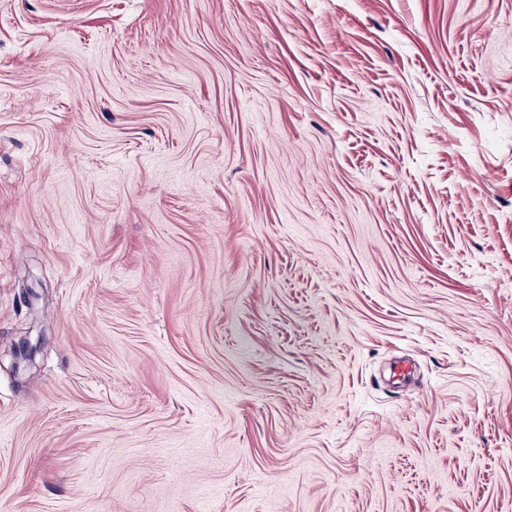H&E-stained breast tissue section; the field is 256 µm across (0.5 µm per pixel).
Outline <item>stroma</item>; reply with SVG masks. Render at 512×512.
<instances>
[{"instance_id": "1", "label": "stroma", "mask_w": 512, "mask_h": 512, "mask_svg": "<svg viewBox=\"0 0 512 512\" xmlns=\"http://www.w3.org/2000/svg\"><path fill=\"white\" fill-rule=\"evenodd\" d=\"M0 512H512V0H0Z\"/></svg>"}]
</instances>
